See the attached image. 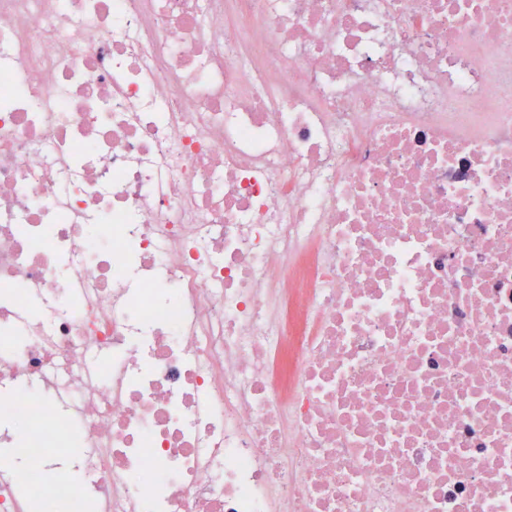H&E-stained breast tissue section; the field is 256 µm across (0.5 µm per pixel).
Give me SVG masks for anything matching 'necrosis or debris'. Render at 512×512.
Returning a JSON list of instances; mask_svg holds the SVG:
<instances>
[{"label":"necrosis or debris","mask_w":512,"mask_h":512,"mask_svg":"<svg viewBox=\"0 0 512 512\" xmlns=\"http://www.w3.org/2000/svg\"><path fill=\"white\" fill-rule=\"evenodd\" d=\"M16 443L0 512H512V0H0Z\"/></svg>","instance_id":"obj_1"}]
</instances>
